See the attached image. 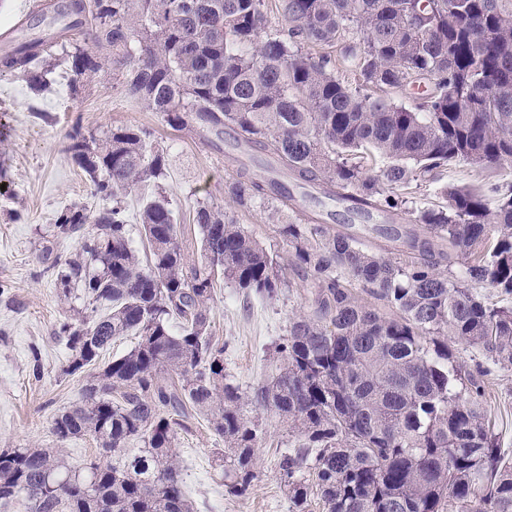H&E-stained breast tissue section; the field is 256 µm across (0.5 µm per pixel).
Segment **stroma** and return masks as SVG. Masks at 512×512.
<instances>
[{"label":"stroma","instance_id":"35a3bbf8","mask_svg":"<svg viewBox=\"0 0 512 512\" xmlns=\"http://www.w3.org/2000/svg\"><path fill=\"white\" fill-rule=\"evenodd\" d=\"M34 0H0V33L20 41L47 36L63 24L53 10H45L40 26L32 24ZM45 117H37V110ZM0 124L8 138L0 142V169L7 177L0 184V448H49L54 444V416L78 402L84 374L63 375L69 358L56 328L62 320L85 315L86 298L72 286L61 298L50 268L53 257H75L78 244L57 237L55 222L73 204L97 209L87 194V181L68 152L74 129L103 135L118 125H146L154 129L158 144L170 155L163 186L175 210L179 236L201 238L193 208L208 201L223 206L263 247L276 256L285 284L278 297H246L233 283L218 284L210 303L215 338L224 341V368L228 382L248 391L275 371L274 346L296 314H310L315 305L308 286L295 275L288 247L268 221V205L240 210L229 202L224 186L235 168L200 137H190L166 126L157 113L129 101L111 78L91 83L58 77L51 92L34 101L25 82L0 74ZM512 181V171L491 172L467 164L441 169L433 180L413 189L416 205L441 203L449 184L490 187ZM21 220H14V213ZM484 407L512 454V368H497L485 379ZM264 433L256 450V478L241 497L224 487V468L215 450L216 440L192 432L179 440V460L185 490L193 512H289L288 488L279 467L280 456L291 450L295 437L277 416L258 418Z\"/></svg>","mask_w":512,"mask_h":512}]
</instances>
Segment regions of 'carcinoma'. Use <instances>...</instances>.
<instances>
[{
  "instance_id": "obj_1",
  "label": "carcinoma",
  "mask_w": 512,
  "mask_h": 512,
  "mask_svg": "<svg viewBox=\"0 0 512 512\" xmlns=\"http://www.w3.org/2000/svg\"><path fill=\"white\" fill-rule=\"evenodd\" d=\"M68 0L70 21L50 40L0 57L36 99L60 70L94 81L105 63L125 96L178 131L224 129L251 152L225 195L242 209L273 201L268 220L290 265L314 288L315 310L291 319L275 346L272 379L246 392L226 382V344L212 336L218 281L277 297L279 261L218 205L200 202L198 254L185 253L162 188L170 159L139 125L104 137L70 135L69 152L102 207L73 206L58 233L80 234L75 259L54 263L63 295L80 285L90 314L59 323L67 374L87 373L81 398L51 425L54 448L0 449V507L26 512H193L183 490L180 435L202 417L230 457L225 487L244 495L256 478L262 432L274 412L296 438L281 455L289 512L315 494L325 512H512V456L500 448L482 403L483 377L448 345L478 348L512 367V185H449L445 203L402 196L445 166L512 168V0H278L285 34L269 31L266 0ZM358 76H336L331 55ZM406 107L374 89L422 81ZM152 182L139 211L149 247L127 236L123 200ZM348 203L365 224L331 230L322 214H293L294 188ZM363 292L395 312L361 303ZM137 342L106 361L121 336ZM88 439L114 462L75 470L65 445ZM312 473L307 479L305 472Z\"/></svg>"
}]
</instances>
